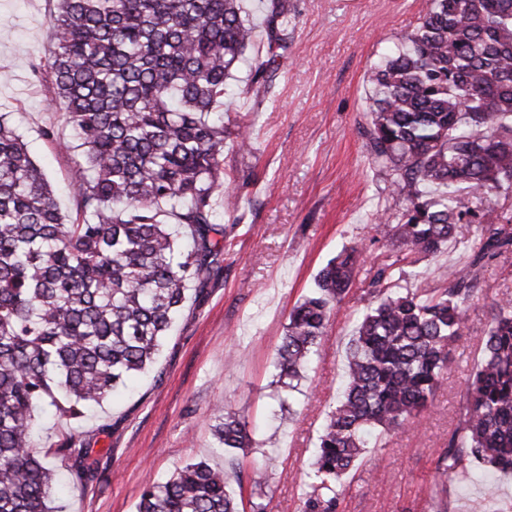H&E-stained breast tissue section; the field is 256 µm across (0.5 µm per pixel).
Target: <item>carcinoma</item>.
Segmentation results:
<instances>
[{
    "mask_svg": "<svg viewBox=\"0 0 512 512\" xmlns=\"http://www.w3.org/2000/svg\"><path fill=\"white\" fill-rule=\"evenodd\" d=\"M293 0H266L265 44L240 0H58L47 71L67 113L82 176L66 220L21 136L0 119V512H52L53 460L72 481L96 476L98 439L32 445L37 411L78 420L159 356L189 286L224 272V225L212 200L228 193L224 150L253 151L250 133L214 117L227 80L251 48L248 89L268 92L287 48ZM361 134L372 163L404 203L376 221L416 265L472 223L459 189L489 201L480 255L446 267L437 288L370 279L375 304L350 340L342 399L318 436L306 512H336L341 481L368 438L384 444L433 406L453 362L483 265L512 250V0H428L418 25L370 69ZM186 238L159 220L161 208ZM363 248L342 250L289 312L276 376L292 392L355 280ZM481 357L460 395L459 422L435 471L440 483L473 463L512 473V297L495 298ZM226 448L252 445L248 423L214 413ZM236 468L191 461L146 486L137 512H239Z\"/></svg>",
    "mask_w": 512,
    "mask_h": 512,
    "instance_id": "carcinoma-1",
    "label": "carcinoma"
}]
</instances>
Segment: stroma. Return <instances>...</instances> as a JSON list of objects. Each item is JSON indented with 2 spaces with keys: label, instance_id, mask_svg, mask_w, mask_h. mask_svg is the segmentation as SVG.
<instances>
[{
  "label": "stroma",
  "instance_id": "35a3bbf8",
  "mask_svg": "<svg viewBox=\"0 0 512 512\" xmlns=\"http://www.w3.org/2000/svg\"><path fill=\"white\" fill-rule=\"evenodd\" d=\"M288 58L266 96L247 93L250 61L238 64L224 102V118L249 126L254 150L224 154V169L240 187L237 211L214 201L226 233L224 272L199 297H188L157 363L120 398L78 420L44 417L34 445L65 435L99 433V475L68 484L56 512H135L142 489L167 479L191 460L238 463L241 512H252L254 466L266 470L265 512H304L305 473L328 412L344 387L346 346L371 302L369 280L398 250L377 235V211L401 208L386 175L374 168L360 127L369 105L367 72L416 26L426 0H293ZM57 0H0V117L16 127L43 170L66 218L76 215L73 184L79 154L63 149L72 129L50 79L33 66L52 55L49 23ZM364 246L361 271L340 315L321 338L319 355L304 373L290 410L276 383L274 361L291 308L314 286L318 271L343 248ZM481 247L475 225L436 256L406 267L401 285H438L441 264H465ZM454 363L420 426L392 432L385 447L369 449L364 465L344 480L337 512H494L512 508V475L474 465L449 477L439 495L433 475L455 429L459 397L479 356L492 299L512 295V252L484 259ZM224 405L253 428L245 450L220 447L212 413Z\"/></svg>",
  "mask_w": 512,
  "mask_h": 512
}]
</instances>
